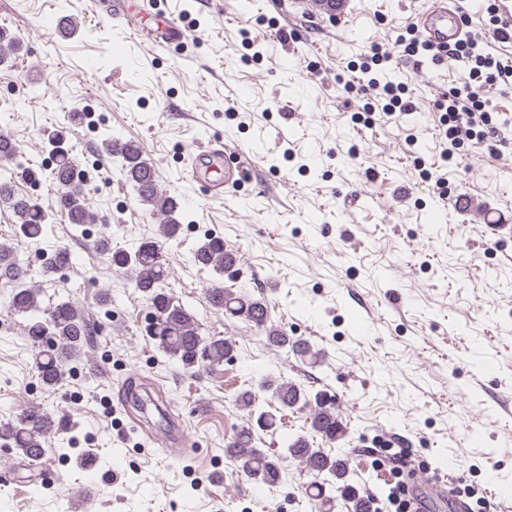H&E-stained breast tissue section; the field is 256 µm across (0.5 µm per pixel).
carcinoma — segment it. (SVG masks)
Here are the masks:
<instances>
[{
	"label": "carcinoma",
	"mask_w": 512,
	"mask_h": 512,
	"mask_svg": "<svg viewBox=\"0 0 512 512\" xmlns=\"http://www.w3.org/2000/svg\"><path fill=\"white\" fill-rule=\"evenodd\" d=\"M53 144L54 167L46 174L25 166L22 153L16 143L0 135V157L16 162V167L36 181L49 176L56 184L64 187L56 199L58 210L64 213L70 224L78 226L97 224L100 217L95 213L77 179V168L71 149L65 144L61 133L50 137ZM105 150L121 159V168L126 182L132 187L138 201L153 215L164 217L160 225V238H146L133 250L112 248V237L105 236L99 248L110 254L111 265L131 282L146 298L152 309V318L145 333L156 346L180 366L193 372L204 366H219L233 352L229 339L206 337L201 334L194 312L175 300L166 288L169 267L163 252V242L179 238L181 224L176 219L179 208L177 200L161 194L154 182L155 170L143 157L139 145L129 141L121 144L107 142ZM0 202L12 209L17 218L18 234L26 241H41L48 234L49 215L37 202L17 196L11 186L0 180ZM194 262L209 268L219 276L230 271L237 264V255L224 247V239L211 237L199 243L193 253ZM72 263V255L65 249H58L47 264L44 274L49 275L57 268ZM0 268L8 272L16 282L9 301L12 310L29 315L27 336L33 348V364L40 382L53 389L65 380L66 367L80 358L90 341L91 328L88 314L69 299H60L53 304L48 315L38 302L39 289L27 282L26 270L20 265L17 248L11 242L0 241ZM209 304L231 318H240L264 330L268 342L292 354L317 361L318 353L312 351L305 341L289 337L270 319L268 303L241 290L235 291L222 284L214 285L206 292ZM258 389L264 393L274 410L257 406L259 396L251 390L239 393V400L245 406L257 408L255 422L240 429L224 448L239 472L247 478L274 487L281 480V465L263 449L257 447L256 431L277 433L281 429L277 414L288 409H301L315 401L310 414V428L329 443L345 435L346 425L336 414L334 407L325 399L302 389L300 386L277 377L262 379ZM56 433L52 416L40 409H30L19 416L0 421V440L16 449L29 459L36 461L44 454L49 438ZM287 457L299 461L315 481L309 486L310 498L321 509L330 504L334 493H340L346 501L357 500L369 503L367 497L348 483L347 459L340 453L332 454L323 448H313L311 443L298 436L285 440Z\"/></svg>",
	"instance_id": "obj_1"
}]
</instances>
